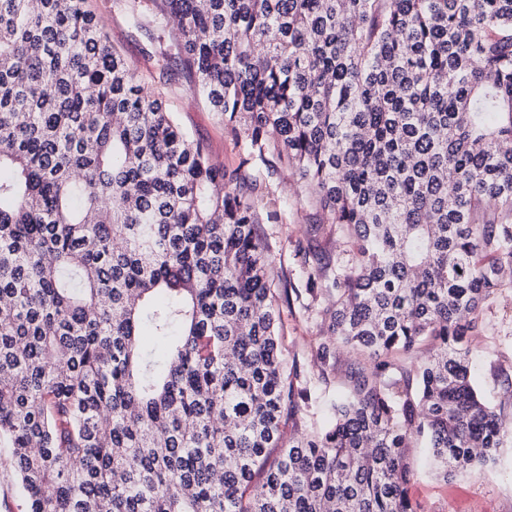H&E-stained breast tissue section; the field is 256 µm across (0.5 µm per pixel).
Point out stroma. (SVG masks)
Here are the masks:
<instances>
[{"instance_id":"obj_1","label":"stroma","mask_w":512,"mask_h":512,"mask_svg":"<svg viewBox=\"0 0 512 512\" xmlns=\"http://www.w3.org/2000/svg\"><path fill=\"white\" fill-rule=\"evenodd\" d=\"M134 2L145 14L139 23L130 12ZM84 7L103 23L112 49L134 66L149 91L163 99L180 128L202 143L216 163L228 170L237 168L245 154V142L230 134L223 117L194 94L189 73L169 63V55L176 52V33L167 26L155 0H84ZM267 187L273 216L259 224L258 231L275 258L277 286L289 295L280 304L285 355L303 361L319 337L320 325L313 304L300 293L306 280L302 252L325 251L338 258L342 251L315 232L320 216L299 194L287 170L277 169ZM470 343L474 386L486 400L500 403L512 378V288L500 290L484 307ZM349 363V355H342L326 384L320 385L304 413L308 423L326 424L330 401L348 387ZM426 455L424 443L415 442L411 457L417 475L410 496L416 512H512V447L501 449L496 465L482 474L460 475L450 481L429 473L423 465Z\"/></svg>"}]
</instances>
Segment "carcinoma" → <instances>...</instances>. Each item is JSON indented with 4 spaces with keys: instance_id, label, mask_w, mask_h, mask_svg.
<instances>
[{
    "instance_id": "cac0c4a2",
    "label": "carcinoma",
    "mask_w": 512,
    "mask_h": 512,
    "mask_svg": "<svg viewBox=\"0 0 512 512\" xmlns=\"http://www.w3.org/2000/svg\"><path fill=\"white\" fill-rule=\"evenodd\" d=\"M164 2L246 138L231 171L84 0H0V448L29 512H416L412 441L444 480L512 444L466 340L512 288V0ZM280 166L351 255L307 272L308 376L256 230ZM342 348L370 365L301 434Z\"/></svg>"
}]
</instances>
